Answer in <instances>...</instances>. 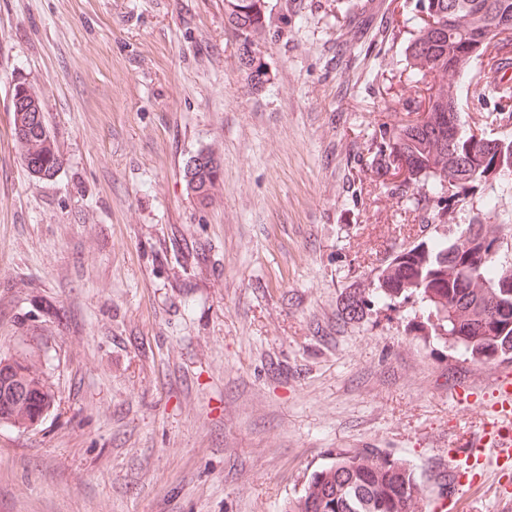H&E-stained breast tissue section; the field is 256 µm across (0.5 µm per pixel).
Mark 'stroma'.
Listing matches in <instances>:
<instances>
[{
	"label": "stroma",
	"mask_w": 512,
	"mask_h": 512,
	"mask_svg": "<svg viewBox=\"0 0 512 512\" xmlns=\"http://www.w3.org/2000/svg\"><path fill=\"white\" fill-rule=\"evenodd\" d=\"M417 0H268L253 86L224 0H0V355L54 393L0 427V512H285L339 448H380L427 499L512 361H472L417 298L342 321L419 218L365 175L374 130L416 97ZM42 97L62 165L25 170L16 83ZM217 155L207 208L184 167ZM512 224V188L483 196ZM456 512H501L512 473L458 482ZM373 293L366 292V288H353L344 299L343 313L346 319L354 320L363 317L368 307L374 302Z\"/></svg>",
	"instance_id": "35a3bbf8"
}]
</instances>
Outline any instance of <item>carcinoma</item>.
<instances>
[{
	"instance_id": "cac0c4a2",
	"label": "carcinoma",
	"mask_w": 512,
	"mask_h": 512,
	"mask_svg": "<svg viewBox=\"0 0 512 512\" xmlns=\"http://www.w3.org/2000/svg\"><path fill=\"white\" fill-rule=\"evenodd\" d=\"M263 0H224L230 28L242 36L241 57L250 53V36L268 27ZM419 36L407 47L411 60L436 75H455V91L443 84L427 88V99L416 102L419 118L402 124L384 122L374 134L375 152L368 167L380 173L405 171L403 185L418 186L407 196L413 211H423L417 244L394 252L381 272L386 299L417 294L434 318L433 326L461 347L474 361L495 355L512 359V263L500 261L512 224L495 216V202L485 200V217L465 242L438 231L433 210L464 194L483 190L491 180L509 183L512 169L493 171L487 137L464 134L459 101L468 94L466 64L480 60L488 46L512 33V0H420ZM486 118L499 127L512 125V111L497 105ZM32 112L13 113V126L25 127L15 136L23 164L33 177L53 178L62 160L52 135L34 128ZM205 177L198 180L193 200L204 208L222 176L219 159L208 153ZM373 302L364 288L346 295V319L363 317ZM21 379L33 395L0 407L7 427L20 430L53 395L43 373L27 358L17 362ZM286 512H427L422 482L406 460L378 448L341 449L333 462L312 473Z\"/></svg>"
}]
</instances>
